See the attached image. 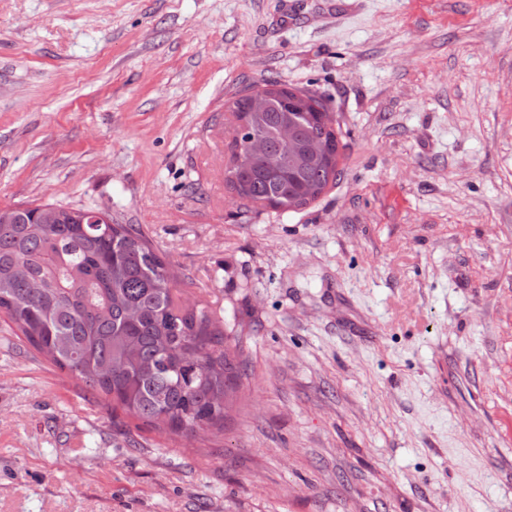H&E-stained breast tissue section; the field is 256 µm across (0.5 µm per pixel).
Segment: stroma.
<instances>
[{
	"label": "stroma",
	"mask_w": 512,
	"mask_h": 512,
	"mask_svg": "<svg viewBox=\"0 0 512 512\" xmlns=\"http://www.w3.org/2000/svg\"><path fill=\"white\" fill-rule=\"evenodd\" d=\"M321 95L295 211L232 102ZM109 212L240 339L224 429L143 425L0 317V512H512V0H0V208ZM262 90L270 96V107L267 94L253 91L247 94L249 112L246 96L232 103L231 112L237 129L243 122L250 123V112H261L255 124L273 149L282 150L284 164L278 170L269 169L267 165L271 168L280 166L281 155L270 149L260 134L240 130L239 148L254 158L240 162L238 142L234 138L225 181L247 209L258 205L268 207L271 202L276 203L272 208L280 210L304 207L318 199L341 174L339 158L343 145L340 126L337 129L327 126L329 112H326L325 102L309 92L277 82L265 84ZM285 121L288 122L283 124ZM288 124H292L296 131V142L289 149L279 143L289 146L295 141L294 131ZM312 138H323L325 150L321 155L309 152L308 144Z\"/></svg>",
	"instance_id": "1"
}]
</instances>
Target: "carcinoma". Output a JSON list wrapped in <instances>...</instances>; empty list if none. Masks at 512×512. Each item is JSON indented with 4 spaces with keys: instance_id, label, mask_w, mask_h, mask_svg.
I'll return each mask as SVG.
<instances>
[{
    "instance_id": "carcinoma-1",
    "label": "carcinoma",
    "mask_w": 512,
    "mask_h": 512,
    "mask_svg": "<svg viewBox=\"0 0 512 512\" xmlns=\"http://www.w3.org/2000/svg\"><path fill=\"white\" fill-rule=\"evenodd\" d=\"M263 90L270 107L255 124L284 164L242 162L235 141L225 181L247 209L304 207L341 174L340 129L327 126L323 99L277 82ZM285 122L296 131L290 148L277 139ZM313 138L324 141L320 155L308 150ZM181 284L131 224H86L80 210L40 224L33 209L0 223V314L38 353L147 425L221 431L240 349L212 311L185 304Z\"/></svg>"
}]
</instances>
